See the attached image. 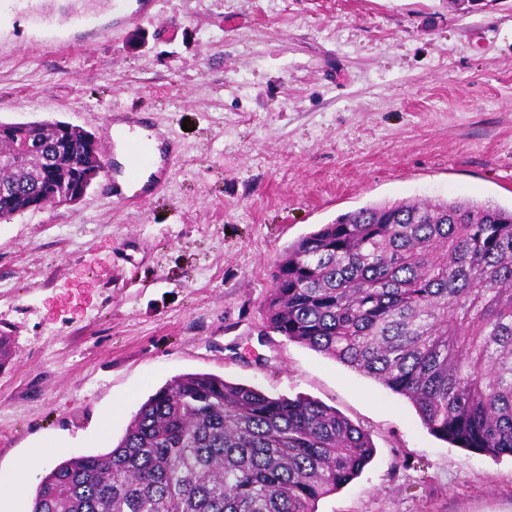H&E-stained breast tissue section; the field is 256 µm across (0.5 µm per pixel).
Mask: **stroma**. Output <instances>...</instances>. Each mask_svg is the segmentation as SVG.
<instances>
[{
	"instance_id": "1",
	"label": "stroma",
	"mask_w": 512,
	"mask_h": 512,
	"mask_svg": "<svg viewBox=\"0 0 512 512\" xmlns=\"http://www.w3.org/2000/svg\"><path fill=\"white\" fill-rule=\"evenodd\" d=\"M117 108L180 144L162 189L113 197L106 144L79 202L0 222V473L32 498L167 380L211 373L369 433L372 461L318 512H512L511 457L439 440L407 399L261 333L274 263L339 215L512 206V0H0V121L96 134Z\"/></svg>"
}]
</instances>
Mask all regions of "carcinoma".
<instances>
[{
	"label": "carcinoma",
	"mask_w": 512,
	"mask_h": 512,
	"mask_svg": "<svg viewBox=\"0 0 512 512\" xmlns=\"http://www.w3.org/2000/svg\"><path fill=\"white\" fill-rule=\"evenodd\" d=\"M47 128L24 157L1 136L0 216L50 198L91 132ZM264 330L407 398L434 436L512 456V209L467 198L370 204L290 246L270 273ZM365 430L301 395L207 373L175 376L111 450L44 474L31 512H317L358 477Z\"/></svg>",
	"instance_id": "carcinoma-1"
}]
</instances>
